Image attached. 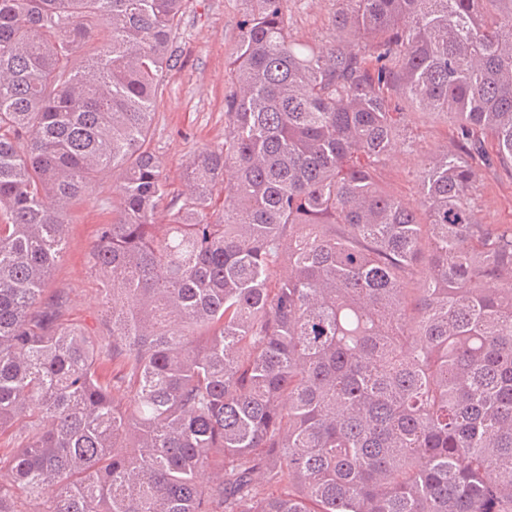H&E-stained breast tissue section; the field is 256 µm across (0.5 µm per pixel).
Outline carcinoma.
<instances>
[{"mask_svg": "<svg viewBox=\"0 0 512 512\" xmlns=\"http://www.w3.org/2000/svg\"><path fill=\"white\" fill-rule=\"evenodd\" d=\"M250 2L175 195L150 131L184 0H0V512H512V225L469 198L512 173V0H336L314 42ZM406 103L455 146L412 202L379 177ZM107 172L91 336L46 283Z\"/></svg>", "mask_w": 512, "mask_h": 512, "instance_id": "cac0c4a2", "label": "carcinoma"}]
</instances>
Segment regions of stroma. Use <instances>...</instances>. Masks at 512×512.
Listing matches in <instances>:
<instances>
[{
    "instance_id": "35a3bbf8",
    "label": "stroma",
    "mask_w": 512,
    "mask_h": 512,
    "mask_svg": "<svg viewBox=\"0 0 512 512\" xmlns=\"http://www.w3.org/2000/svg\"><path fill=\"white\" fill-rule=\"evenodd\" d=\"M248 10L246 0H185L174 47L178 61L165 78L155 108L150 147L172 191L182 188L180 176L201 149L224 142V97L231 87L229 61ZM335 0H291L290 28L307 40L333 32ZM404 134L386 160L382 180L403 200L416 196V174L425 152L450 144L453 132L444 121L416 108H406ZM115 176H103L89 196L75 201L67 216L66 248L54 266L47 292L63 291L67 303L61 320L94 331L106 315L105 294L87 268L88 253L100 225L112 221ZM480 220L512 224V175L483 170L473 189Z\"/></svg>"
}]
</instances>
